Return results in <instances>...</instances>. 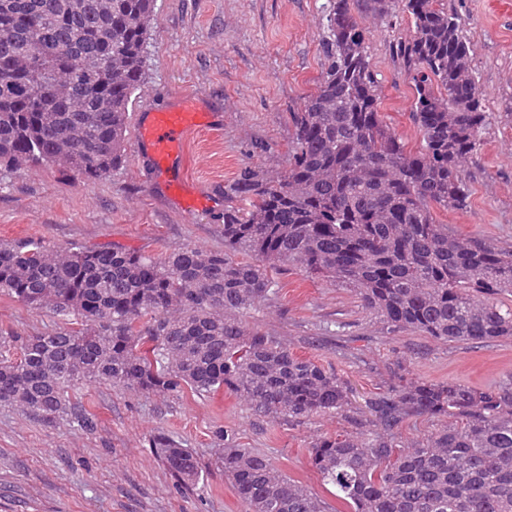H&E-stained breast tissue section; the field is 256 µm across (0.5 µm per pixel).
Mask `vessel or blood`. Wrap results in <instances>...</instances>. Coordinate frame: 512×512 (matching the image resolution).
<instances>
[{
	"mask_svg": "<svg viewBox=\"0 0 512 512\" xmlns=\"http://www.w3.org/2000/svg\"><path fill=\"white\" fill-rule=\"evenodd\" d=\"M217 118L188 105L157 109L136 125V150L149 161L157 173L164 192L177 200L188 214L210 209L213 202L207 196L191 192L186 178V160L182 143L189 129L214 128Z\"/></svg>",
	"mask_w": 512,
	"mask_h": 512,
	"instance_id": "1",
	"label": "vessel or blood"
}]
</instances>
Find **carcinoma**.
<instances>
[{
    "instance_id": "carcinoma-1",
    "label": "carcinoma",
    "mask_w": 512,
    "mask_h": 512,
    "mask_svg": "<svg viewBox=\"0 0 512 512\" xmlns=\"http://www.w3.org/2000/svg\"><path fill=\"white\" fill-rule=\"evenodd\" d=\"M154 2L0 0L1 171L58 164L93 185L122 166ZM400 3L412 19L397 50L415 89L419 150L379 111L349 0H329L319 85L290 113L288 169L271 177L244 166L224 187V251L184 247L159 260L115 244H72L60 256L40 241L0 242V293L37 310L51 295L53 313L74 322L0 339V405L89 431L94 416L69 390L93 379L144 393L225 389L252 414L290 423L349 414L335 373L244 320L274 294L279 265L354 289L396 329L445 342L512 336V305L499 300L512 295V251L463 242L432 215L466 207L462 172L487 125L470 41L446 0ZM367 408L366 437L323 436L309 452L346 512H512V377L489 390L403 378ZM411 415L442 425L404 446L397 429ZM214 443L249 512H328L233 434L219 428ZM150 448L178 481L199 478L178 441L158 434Z\"/></svg>"
}]
</instances>
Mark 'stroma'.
I'll use <instances>...</instances> for the list:
<instances>
[{
  "instance_id": "stroma-1",
  "label": "stroma",
  "mask_w": 512,
  "mask_h": 512,
  "mask_svg": "<svg viewBox=\"0 0 512 512\" xmlns=\"http://www.w3.org/2000/svg\"><path fill=\"white\" fill-rule=\"evenodd\" d=\"M328 0H155L145 80L131 114L184 96L222 117L219 132L192 131L184 141L191 188L214 198L209 211L185 214L139 158L127 129L126 161L87 186L67 168L30 166L0 174V241L38 240L60 247L118 244L161 259L189 246L224 248V187L244 166L270 175L288 166L291 112L313 93L323 68L321 40ZM370 31L371 67L385 121L419 149L412 119L413 85L396 52L411 19L401 6L371 10L349 0ZM472 42L471 68L488 124L463 171L465 209H434L438 223L464 237L512 250V14L490 0H448ZM278 292L246 318L296 356L329 367L350 389L352 411L368 419L366 403L399 377L453 379L481 389L512 373V337L481 344L444 342L375 319L353 289L291 266L274 270ZM60 317L0 293V336H32L62 327ZM71 395L95 415L93 430L46 425L15 407L0 406V512H245L217 469L213 432L234 431L242 447L266 455L340 512L309 459L314 439L348 428L336 414L302 423L251 415L229 394L139 393L84 381ZM163 433L188 448L201 468L183 485L149 446Z\"/></svg>"
}]
</instances>
